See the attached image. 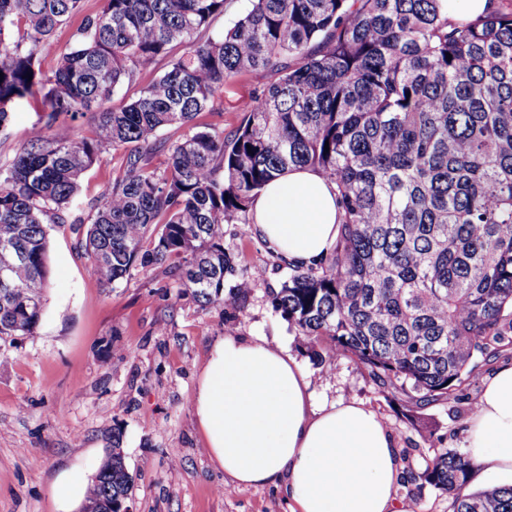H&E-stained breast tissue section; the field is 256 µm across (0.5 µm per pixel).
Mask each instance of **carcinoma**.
Masks as SVG:
<instances>
[{"label": "carcinoma", "mask_w": 512, "mask_h": 512, "mask_svg": "<svg viewBox=\"0 0 512 512\" xmlns=\"http://www.w3.org/2000/svg\"><path fill=\"white\" fill-rule=\"evenodd\" d=\"M83 2L0 0V128L23 99L47 116L0 165V254H14L0 338L36 335L46 225L66 222L107 146L128 148L126 170L95 200L84 242L107 288L174 260L170 276L199 302L245 297L257 274L224 290L236 268L223 224L310 167L336 184L341 233L318 264H288L272 305L320 361L348 357L421 408L454 396L512 336V0L473 20L449 17L448 0H251L219 37L209 29L226 0H103L44 74L40 52ZM149 65L160 76L113 105ZM256 69L271 81L232 134L194 124L223 117L224 86ZM88 113L90 137L45 133ZM172 125L188 133L168 148L158 133ZM472 468L447 451L417 478L452 494V512H512V486L465 492ZM132 491L114 433L85 502Z\"/></svg>", "instance_id": "carcinoma-1"}]
</instances>
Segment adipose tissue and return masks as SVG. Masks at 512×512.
<instances>
[{"instance_id":"1","label":"adipose tissue","mask_w":512,"mask_h":512,"mask_svg":"<svg viewBox=\"0 0 512 512\" xmlns=\"http://www.w3.org/2000/svg\"><path fill=\"white\" fill-rule=\"evenodd\" d=\"M250 231L294 264L334 245L336 185L308 168L269 182ZM191 408L212 461L236 486L279 488L289 512H400L403 472L382 418L360 403H321L294 357L260 337L215 340ZM471 455L492 485H512V363L483 382L468 422Z\"/></svg>"}]
</instances>
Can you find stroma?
<instances>
[{
	"label": "stroma",
	"mask_w": 512,
	"mask_h": 512,
	"mask_svg": "<svg viewBox=\"0 0 512 512\" xmlns=\"http://www.w3.org/2000/svg\"><path fill=\"white\" fill-rule=\"evenodd\" d=\"M102 0H84L55 32L39 59L51 73ZM271 80L267 71L238 76L224 92V115L199 114V125L240 124V103ZM36 102L16 103L0 131V163H8L27 133L44 121ZM127 151L104 149L81 179L63 224L47 225L49 278L43 319L34 336L0 339V512H59L53 487L63 475L92 479L112 433L134 480L131 512H288L272 487L240 489L210 458L191 411L213 341L239 334L286 347L306 373L318 399L363 403L382 415L396 440L405 475L398 499L410 512H451L447 493L415 481L435 452L466 451L467 425L482 392V378L512 348L479 363L454 398L422 409L412 425L401 402L378 387L364 369L341 356L323 363L279 313L269 293L288 275L247 225L224 227V247L237 272L262 269L245 299L202 306L164 268H133L106 288L87 272L84 233L95 200L125 168Z\"/></svg>",
	"instance_id": "35a3bbf8"
}]
</instances>
